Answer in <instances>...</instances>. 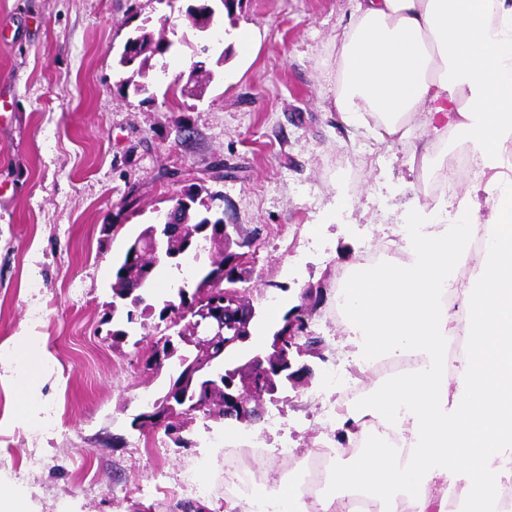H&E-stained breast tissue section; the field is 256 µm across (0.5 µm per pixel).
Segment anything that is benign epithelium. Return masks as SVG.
I'll list each match as a JSON object with an SVG mask.
<instances>
[{"instance_id":"benign-epithelium-1","label":"benign epithelium","mask_w":512,"mask_h":512,"mask_svg":"<svg viewBox=\"0 0 512 512\" xmlns=\"http://www.w3.org/2000/svg\"><path fill=\"white\" fill-rule=\"evenodd\" d=\"M224 228V255L227 261L224 271H216L203 286L206 299L202 302L201 315L197 320L192 336H174L170 331L181 318L190 316L198 305L186 299L184 302L163 314L164 328L153 337L150 343L149 363L144 369L158 371L174 358L179 359L180 368L172 376V389L169 395L136 416L141 425L167 427L186 414L208 412L212 401L224 397L226 417L240 422H248L260 416V409L249 406L254 401L261 403L269 392L268 377L271 371L291 362L290 354L305 353L300 344L308 332L309 310L301 305L291 309L288 320L270 337L265 355H256L236 373L221 378L217 371L219 358L224 351L246 343L251 333V322L256 317V309L242 299L236 285L220 289L225 271L247 262V255L231 251L233 243L229 225ZM184 225L160 224L148 245L137 240L130 243V250L139 252L147 249L167 259H177L180 253L166 250V240L173 236H183Z\"/></svg>"}]
</instances>
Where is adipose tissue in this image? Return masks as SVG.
<instances>
[{"mask_svg": "<svg viewBox=\"0 0 512 512\" xmlns=\"http://www.w3.org/2000/svg\"><path fill=\"white\" fill-rule=\"evenodd\" d=\"M334 104L343 123L365 126L380 141L412 145L428 165L449 132L467 142L494 200L491 249L451 313L442 288L469 253L474 201L437 199L409 222L416 245L407 258L350 264L346 321L370 361L400 349L414 375L368 390L358 410L339 416L335 452L356 453L336 470L333 492L299 500L279 491L285 512H351L348 496L381 499L395 491L412 512H432V489L454 486L465 463L466 512H498L489 486L512 450V0H356L336 36ZM433 136L423 139L421 127ZM462 332L464 366L448 389V343ZM407 443V453L367 446L365 417Z\"/></svg>", "mask_w": 512, "mask_h": 512, "instance_id": "1", "label": "adipose tissue"}]
</instances>
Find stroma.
<instances>
[{
	"mask_svg": "<svg viewBox=\"0 0 512 512\" xmlns=\"http://www.w3.org/2000/svg\"><path fill=\"white\" fill-rule=\"evenodd\" d=\"M190 4L0 0V351L21 336L33 351L23 387L0 365V484L33 512H181L189 500L224 512L222 493L181 482L203 460V478L223 473L215 438H257L267 453L247 464L273 481L321 442L317 409L335 396L328 366L376 383L331 312L347 262L400 234L425 199L426 172L406 147L346 126L335 109L336 35L351 0H242L232 25L255 31L248 57L225 45L222 22L192 30ZM164 16L172 46L136 93L119 54L144 20ZM198 59L209 77L200 96H182L179 75ZM189 188L213 196L249 257L241 289L260 331L239 361L264 353L302 303L323 345L293 357L310 377L278 382L260 419L199 417L178 443L133 424L172 373L139 367L155 316L121 347L106 333L115 260ZM285 442L293 453L283 459Z\"/></svg>",
	"mask_w": 512,
	"mask_h": 512,
	"instance_id": "stroma-1",
	"label": "stroma"
}]
</instances>
